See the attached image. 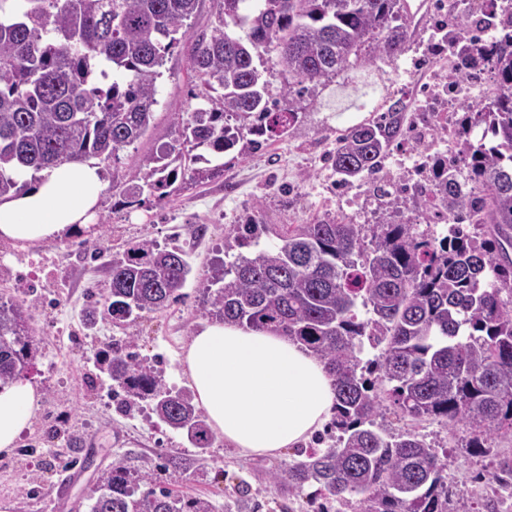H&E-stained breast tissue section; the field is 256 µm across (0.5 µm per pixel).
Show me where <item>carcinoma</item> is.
I'll list each match as a JSON object with an SVG mask.
<instances>
[{
  "instance_id": "1",
  "label": "carcinoma",
  "mask_w": 512,
  "mask_h": 512,
  "mask_svg": "<svg viewBox=\"0 0 512 512\" xmlns=\"http://www.w3.org/2000/svg\"><path fill=\"white\" fill-rule=\"evenodd\" d=\"M201 0H0V197L23 190V177L66 161L120 162L154 120L157 80L179 48L185 22ZM401 0H219L210 36L191 44L189 65L206 93L179 118L178 138L147 163L112 171L119 204L144 192L160 203L178 180H205L199 168L236 149L245 134L285 135L298 119L295 99L335 77L351 58L369 64L405 52ZM275 53L284 78L270 92L272 72L254 64L259 49ZM489 66L496 93L468 102L456 134L484 126L485 143H469L450 160L431 157L428 190L462 224L442 236L385 220L366 246L362 225L335 218L276 229L251 216L232 224L227 240L240 249L216 261L202 304L213 318L267 328L301 343L333 374L336 445L300 451L306 460L272 473L290 493L309 485L354 512H472L452 500L447 463L413 429L392 433L377 423L384 403L411 423L465 425L469 451L494 435L512 434V33L486 49L466 44L459 83ZM405 105L339 137L330 161L339 181L377 177L382 160L403 139ZM271 234L276 241L262 245ZM186 253L143 238L112 259L104 303L115 323L184 298ZM370 317L361 319L357 306ZM41 341L26 301H0V387L21 377ZM381 348L362 365L364 344ZM112 371L118 407L145 402L196 448L211 446L205 417L192 398L164 386L154 368L123 344L101 353ZM378 373L380 387L365 376ZM91 512H212L203 498L183 499L153 486L122 462L98 479Z\"/></svg>"
}]
</instances>
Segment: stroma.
Masks as SVG:
<instances>
[{"mask_svg":"<svg viewBox=\"0 0 512 512\" xmlns=\"http://www.w3.org/2000/svg\"><path fill=\"white\" fill-rule=\"evenodd\" d=\"M408 3L410 48L401 60L414 68L438 35L428 27L429 0ZM397 63L379 58L326 80L301 99L298 122L288 136L272 138L242 156L225 154L223 168L202 182L185 179L166 203L147 196L134 206L119 207L115 195L104 193L99 215L107 219L109 230L100 241L97 260L86 259L74 237L24 246L0 241L5 262L0 298L32 303L42 338L27 373L39 387L38 408L13 452L0 453V512H48V495L58 488L64 496L55 512H89L99 476L120 460L149 473L154 485L187 499L209 500L213 512H317L323 504L315 499L313 487L290 496L269 481L272 470L296 461L294 449L276 456H245L220 438L210 448H194L185 434L169 428L148 407L118 411L113 382L97 369L96 361L112 343H125L147 358L168 389L184 391L177 378L183 349L210 319L201 307L200 292L212 262L229 252L225 228L248 215L258 214L273 227L335 217L362 225L364 236H371L381 215L372 183L364 180L356 186L358 206H337V175L328 156L346 128L377 119L398 99ZM201 90L187 50L179 49L163 67L154 125L122 152V165L144 164L158 146L177 139L176 116L197 107ZM481 133L477 127L468 138L452 141L435 135L422 145L404 139L392 147L382 174L387 179L402 176L404 154L456 151L465 142H477ZM144 237L187 251L191 272L183 299L121 326L102 314L94 327H86L90 289L107 282L106 265L113 255ZM416 430L432 446L447 448L452 499L467 500L475 512H485L486 502L498 496L504 461L512 459V436L492 437L482 451L469 454L464 450L470 437L465 426L450 429L427 421ZM91 448L97 451L94 468L67 475L50 466L55 457L82 455ZM171 456L179 471L167 466Z\"/></svg>","mask_w":512,"mask_h":512,"instance_id":"35a3bbf8","label":"stroma"}]
</instances>
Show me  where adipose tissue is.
<instances>
[{
	"mask_svg": "<svg viewBox=\"0 0 512 512\" xmlns=\"http://www.w3.org/2000/svg\"><path fill=\"white\" fill-rule=\"evenodd\" d=\"M105 190L100 167L65 162L32 186L0 197V240L36 243L89 231ZM183 365L211 432L245 454H276L309 442L334 413L335 380L288 336L221 322L202 325ZM40 400L17 380L0 388V453H10Z\"/></svg>",
	"mask_w": 512,
	"mask_h": 512,
	"instance_id": "obj_1",
	"label": "adipose tissue"
}]
</instances>
